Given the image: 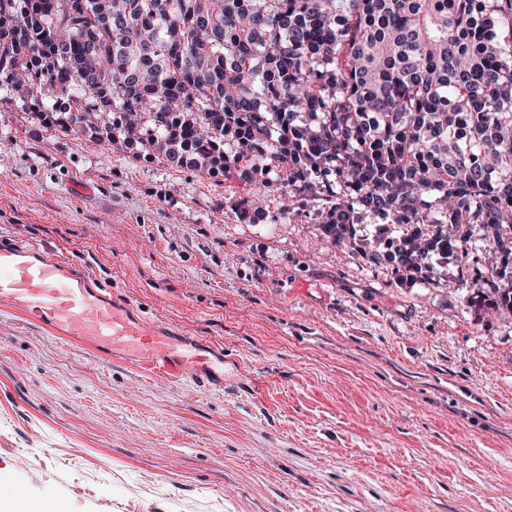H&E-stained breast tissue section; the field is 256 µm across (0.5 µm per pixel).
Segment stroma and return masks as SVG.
I'll use <instances>...</instances> for the list:
<instances>
[{"instance_id":"obj_1","label":"stroma","mask_w":512,"mask_h":512,"mask_svg":"<svg viewBox=\"0 0 512 512\" xmlns=\"http://www.w3.org/2000/svg\"><path fill=\"white\" fill-rule=\"evenodd\" d=\"M260 200L266 218L242 223ZM278 185L43 129L0 92V241L224 354L150 377L0 306V499L61 512H512V317L323 239Z\"/></svg>"}]
</instances>
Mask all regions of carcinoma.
<instances>
[{"instance_id": "obj_1", "label": "carcinoma", "mask_w": 512, "mask_h": 512, "mask_svg": "<svg viewBox=\"0 0 512 512\" xmlns=\"http://www.w3.org/2000/svg\"><path fill=\"white\" fill-rule=\"evenodd\" d=\"M0 87L40 125L275 177L335 244L426 279L494 254L512 314V0H0Z\"/></svg>"}]
</instances>
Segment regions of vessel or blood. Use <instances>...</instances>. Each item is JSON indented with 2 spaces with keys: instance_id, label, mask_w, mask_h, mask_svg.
<instances>
[{
  "instance_id": "obj_1",
  "label": "vessel or blood",
  "mask_w": 512,
  "mask_h": 512,
  "mask_svg": "<svg viewBox=\"0 0 512 512\" xmlns=\"http://www.w3.org/2000/svg\"><path fill=\"white\" fill-rule=\"evenodd\" d=\"M0 304L22 311L66 341L150 374L177 378L189 366L198 383L209 381L211 346L187 343L176 328L138 317L40 248L0 246Z\"/></svg>"
}]
</instances>
